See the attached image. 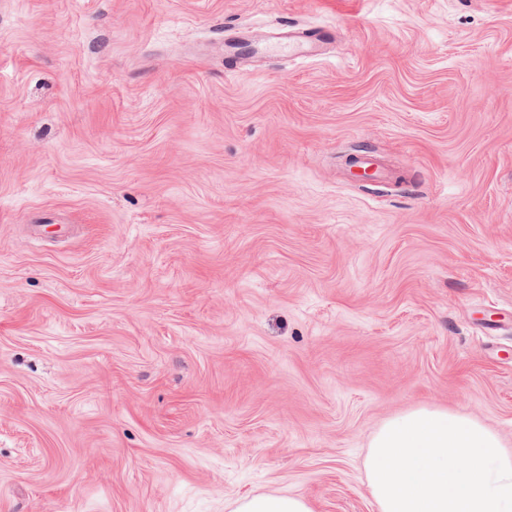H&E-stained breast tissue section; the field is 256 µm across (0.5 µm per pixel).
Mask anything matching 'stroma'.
<instances>
[{
  "label": "stroma",
  "mask_w": 512,
  "mask_h": 512,
  "mask_svg": "<svg viewBox=\"0 0 512 512\" xmlns=\"http://www.w3.org/2000/svg\"><path fill=\"white\" fill-rule=\"evenodd\" d=\"M419 405L512 441V0H0V512H377ZM332 33L326 31H318L314 29H302L298 34L288 33V40H280L275 44L281 49L288 48V51L293 50L296 46L304 43H312L316 41H330L332 40ZM230 512H314L312 504L303 497L274 493H259L230 502Z\"/></svg>",
  "instance_id": "obj_1"
}]
</instances>
